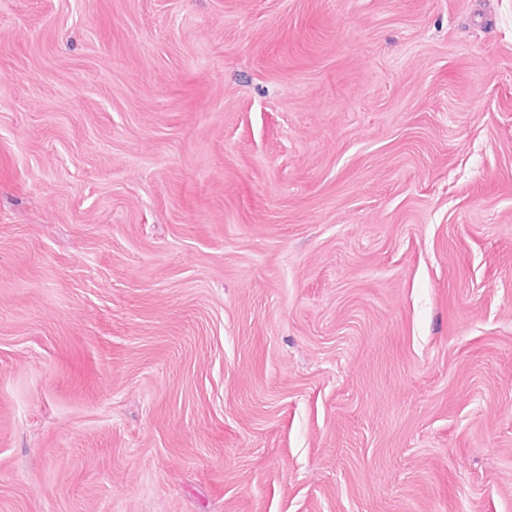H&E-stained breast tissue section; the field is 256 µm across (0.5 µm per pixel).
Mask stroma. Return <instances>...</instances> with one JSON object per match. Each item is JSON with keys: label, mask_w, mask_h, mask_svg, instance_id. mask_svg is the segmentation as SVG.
I'll return each mask as SVG.
<instances>
[{"label": "stroma", "mask_w": 512, "mask_h": 512, "mask_svg": "<svg viewBox=\"0 0 512 512\" xmlns=\"http://www.w3.org/2000/svg\"><path fill=\"white\" fill-rule=\"evenodd\" d=\"M0 512H512V0H0Z\"/></svg>", "instance_id": "35a3bbf8"}]
</instances>
